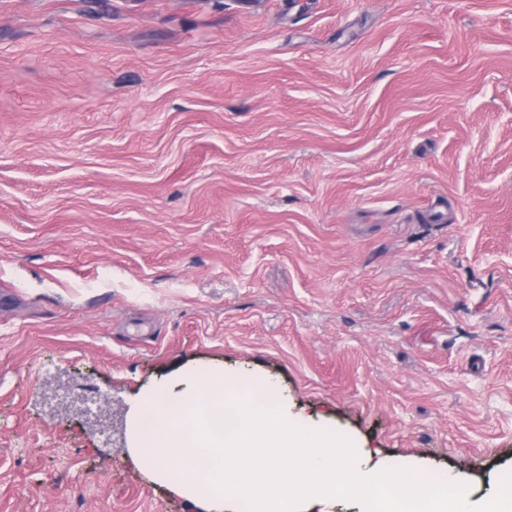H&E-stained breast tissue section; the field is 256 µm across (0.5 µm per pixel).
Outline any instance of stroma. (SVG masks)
<instances>
[{
	"label": "stroma",
	"mask_w": 512,
	"mask_h": 512,
	"mask_svg": "<svg viewBox=\"0 0 512 512\" xmlns=\"http://www.w3.org/2000/svg\"><path fill=\"white\" fill-rule=\"evenodd\" d=\"M187 366L512 473V0H0V512H194Z\"/></svg>",
	"instance_id": "1"
}]
</instances>
